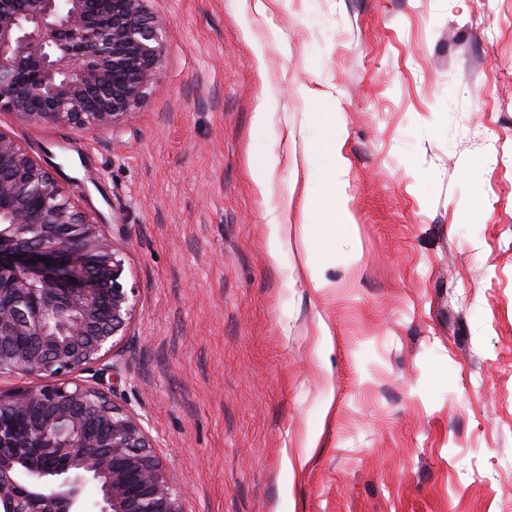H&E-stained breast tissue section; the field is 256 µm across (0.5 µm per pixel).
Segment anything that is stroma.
<instances>
[{"mask_svg":"<svg viewBox=\"0 0 512 512\" xmlns=\"http://www.w3.org/2000/svg\"><path fill=\"white\" fill-rule=\"evenodd\" d=\"M147 9L166 53L127 118L0 112L139 290L78 379L141 419L184 512H512V0ZM329 112L350 238L298 205Z\"/></svg>","mask_w":512,"mask_h":512,"instance_id":"obj_1","label":"stroma"}]
</instances>
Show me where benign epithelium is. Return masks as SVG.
<instances>
[{
	"mask_svg": "<svg viewBox=\"0 0 512 512\" xmlns=\"http://www.w3.org/2000/svg\"><path fill=\"white\" fill-rule=\"evenodd\" d=\"M146 0H0V112L94 129L146 98L166 47ZM46 261H38V258ZM138 289L106 225L0 132V512H183L141 420L73 377L127 334Z\"/></svg>",
	"mask_w": 512,
	"mask_h": 512,
	"instance_id": "7a95c632",
	"label": "benign epithelium"
}]
</instances>
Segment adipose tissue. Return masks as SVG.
Listing matches in <instances>:
<instances>
[{
  "label": "adipose tissue",
  "instance_id": "1",
  "mask_svg": "<svg viewBox=\"0 0 512 512\" xmlns=\"http://www.w3.org/2000/svg\"><path fill=\"white\" fill-rule=\"evenodd\" d=\"M344 137L339 124L327 127L319 152L323 160V191L314 195L304 193L301 210L305 224L336 226L343 237L353 234V225L344 203V188L349 163L343 154Z\"/></svg>",
  "mask_w": 512,
  "mask_h": 512
}]
</instances>
